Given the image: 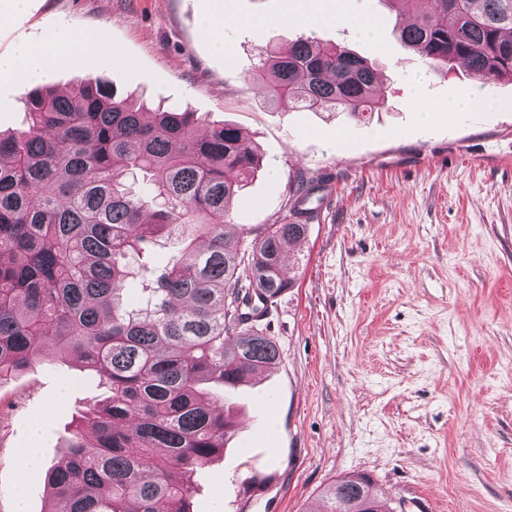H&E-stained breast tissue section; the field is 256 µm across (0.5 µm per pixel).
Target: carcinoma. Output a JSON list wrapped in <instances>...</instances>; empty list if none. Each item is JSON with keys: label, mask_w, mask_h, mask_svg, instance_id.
I'll list each match as a JSON object with an SVG mask.
<instances>
[{"label": "carcinoma", "mask_w": 512, "mask_h": 512, "mask_svg": "<svg viewBox=\"0 0 512 512\" xmlns=\"http://www.w3.org/2000/svg\"><path fill=\"white\" fill-rule=\"evenodd\" d=\"M386 2L414 16L400 40L431 66L461 60L486 81H512V0ZM256 74L277 104L353 117L384 105L372 66L303 35L262 50ZM197 124L187 109L151 110L89 78L32 90L26 128L0 133V384L48 344L108 389L49 467L48 512H190L193 475L224 455L233 429L204 386L234 388L280 359L258 322L291 286L284 261L307 234L297 204L315 179L289 183L290 218L248 242L231 237L226 219L261 158L240 128ZM131 172L146 193L125 187ZM164 235L183 247L158 270L148 250ZM244 288L253 294L230 308ZM321 497L319 512H391L365 473Z\"/></svg>", "instance_id": "obj_1"}]
</instances>
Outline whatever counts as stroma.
I'll list each match as a JSON object with an SVG mask.
<instances>
[{
	"mask_svg": "<svg viewBox=\"0 0 512 512\" xmlns=\"http://www.w3.org/2000/svg\"><path fill=\"white\" fill-rule=\"evenodd\" d=\"M299 0H0V55L52 35L70 45L49 81L85 78L150 105L179 104L203 124L243 127L262 158L234 206L250 238L287 215L288 183L317 178L313 218L288 254L292 288L261 322L280 347L232 397L237 428L194 478L192 512H318L320 492L368 474L395 512H512V83L462 65L434 71L405 46L386 0H324L317 19L284 22ZM240 24L224 50L205 17ZM373 17L375 31L357 23ZM345 46L381 77L383 108L356 119L268 103L254 78L269 43L299 35ZM97 38L88 46V38ZM23 78L0 80V132L23 129ZM471 90L490 107L452 112ZM430 120L421 123L418 105ZM97 379L52 349L0 385V512L25 492L47 512L46 472L66 450ZM269 480L251 496L250 477Z\"/></svg>",
	"mask_w": 512,
	"mask_h": 512,
	"instance_id": "1",
	"label": "stroma"
}]
</instances>
